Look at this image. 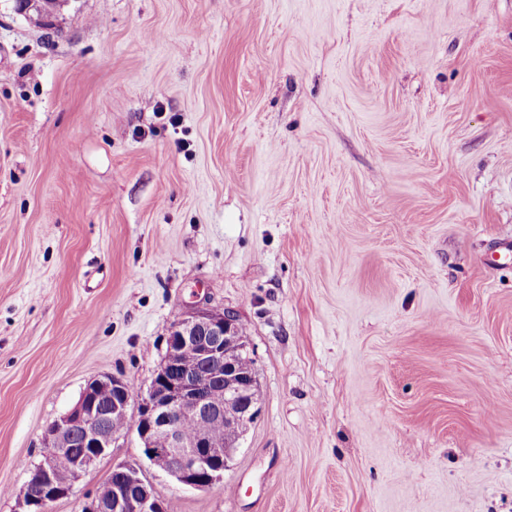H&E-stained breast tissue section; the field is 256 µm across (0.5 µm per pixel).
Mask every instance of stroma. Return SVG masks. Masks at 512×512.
I'll return each instance as SVG.
<instances>
[{
  "label": "stroma",
  "instance_id": "1",
  "mask_svg": "<svg viewBox=\"0 0 512 512\" xmlns=\"http://www.w3.org/2000/svg\"><path fill=\"white\" fill-rule=\"evenodd\" d=\"M512 0H0V512L195 308L258 414L169 512H512Z\"/></svg>",
  "mask_w": 512,
  "mask_h": 512
}]
</instances>
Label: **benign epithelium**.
Segmentation results:
<instances>
[{
  "mask_svg": "<svg viewBox=\"0 0 512 512\" xmlns=\"http://www.w3.org/2000/svg\"><path fill=\"white\" fill-rule=\"evenodd\" d=\"M55 6L54 0H15L19 13L49 12ZM166 344L164 361L146 391L133 397L127 380L103 375L91 380L77 404L47 427L42 460L34 473L40 494L25 488L24 512H50L54 502L70 497L79 477L112 447L115 435L105 430L104 419L132 410L139 416L136 433L144 455L153 466L187 489L204 490L223 478L238 439L257 416L255 375L239 367L245 344L237 318L228 311L198 309L175 322ZM186 351L194 354L196 366L183 364ZM106 393L112 394L107 404L102 402ZM184 416L197 423V433L190 440L177 428ZM214 419L224 423L228 434L222 447L213 445L207 434ZM160 434L166 438L164 448L155 445ZM76 435L88 448L79 456L70 450ZM63 469L70 472L66 485L57 482ZM112 473L117 475L112 501L87 497L80 512H166L164 500L142 478L139 468L118 464Z\"/></svg>",
  "mask_w": 512,
  "mask_h": 512,
  "instance_id": "7a95c632",
  "label": "benign epithelium"
}]
</instances>
